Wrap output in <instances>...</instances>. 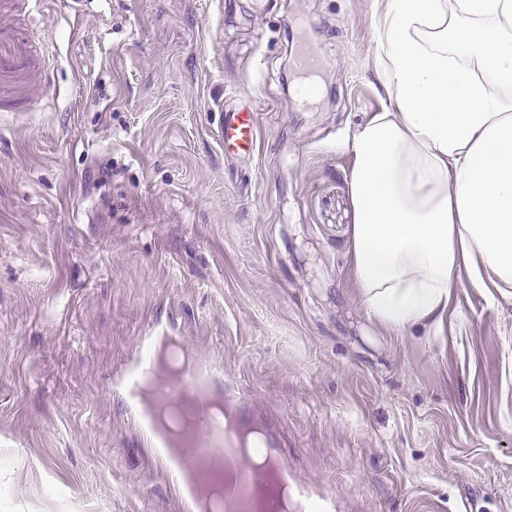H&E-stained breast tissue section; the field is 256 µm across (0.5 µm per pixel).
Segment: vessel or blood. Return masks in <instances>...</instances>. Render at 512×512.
Returning a JSON list of instances; mask_svg holds the SVG:
<instances>
[{
	"mask_svg": "<svg viewBox=\"0 0 512 512\" xmlns=\"http://www.w3.org/2000/svg\"><path fill=\"white\" fill-rule=\"evenodd\" d=\"M294 66L300 76L316 75L321 58L308 34H301ZM45 66L34 45L17 26L0 23V112L25 111L31 90L40 84ZM215 134L226 158L252 155L258 139V113L254 104L218 107ZM182 346L173 319L150 325L139 338V351L120 374L108 383L131 418L139 441L165 473L178 495L183 512H212L201 492L214 475L215 459H222L224 512H256L253 498L259 476L240 451V435L254 429L258 450L267 460L272 478L267 499L288 488L297 512H343L335 493L302 481L289 461V453L273 424L258 419L250 399L224 375V365L211 357H194L189 373L169 376L154 356L160 345Z\"/></svg>",
	"mask_w": 512,
	"mask_h": 512,
	"instance_id": "vessel-or-blood-1",
	"label": "vessel or blood"
}]
</instances>
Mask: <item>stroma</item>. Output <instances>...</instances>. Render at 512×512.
Listing matches in <instances>:
<instances>
[{
  "label": "stroma",
  "instance_id": "obj_1",
  "mask_svg": "<svg viewBox=\"0 0 512 512\" xmlns=\"http://www.w3.org/2000/svg\"><path fill=\"white\" fill-rule=\"evenodd\" d=\"M15 2L47 79L0 112V512H181L105 389L169 311L345 512H512V290L461 275L396 330L355 277L378 0ZM250 101L256 151L225 159L210 114ZM294 66L302 77H311L319 73L321 58L315 48L311 37L301 33L296 54L294 55Z\"/></svg>",
  "mask_w": 512,
  "mask_h": 512
}]
</instances>
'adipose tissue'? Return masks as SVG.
Returning a JSON list of instances; mask_svg holds the SVG:
<instances>
[{
  "label": "adipose tissue",
  "mask_w": 512,
  "mask_h": 512,
  "mask_svg": "<svg viewBox=\"0 0 512 512\" xmlns=\"http://www.w3.org/2000/svg\"><path fill=\"white\" fill-rule=\"evenodd\" d=\"M388 105L348 142L368 314L438 323L460 272L512 288V0H380Z\"/></svg>",
  "instance_id": "ef3b65f1"
}]
</instances>
